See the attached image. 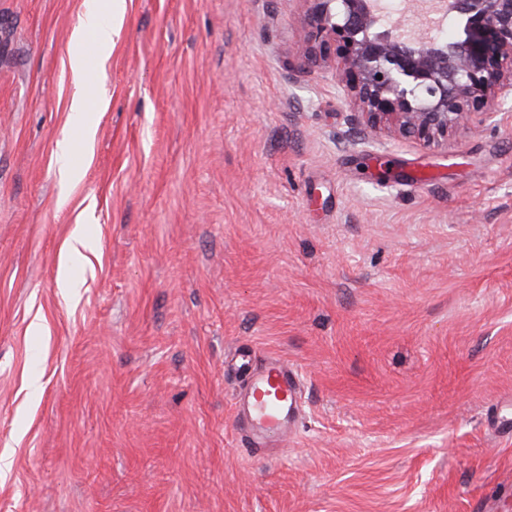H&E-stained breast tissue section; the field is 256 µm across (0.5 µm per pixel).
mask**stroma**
I'll use <instances>...</instances> for the list:
<instances>
[{
	"instance_id": "stroma-1",
	"label": "stroma",
	"mask_w": 512,
	"mask_h": 512,
	"mask_svg": "<svg viewBox=\"0 0 512 512\" xmlns=\"http://www.w3.org/2000/svg\"><path fill=\"white\" fill-rule=\"evenodd\" d=\"M306 9L125 0L87 134L83 0H0V512H512V112L364 138ZM246 366L247 385L235 403L251 429L270 438L282 437L296 423L295 405L299 397V377L288 361L280 356H267L256 369Z\"/></svg>"
}]
</instances>
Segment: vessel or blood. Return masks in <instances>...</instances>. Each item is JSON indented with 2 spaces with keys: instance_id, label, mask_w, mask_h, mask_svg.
Instances as JSON below:
<instances>
[{
  "instance_id": "obj_1",
  "label": "vessel or blood",
  "mask_w": 512,
  "mask_h": 512,
  "mask_svg": "<svg viewBox=\"0 0 512 512\" xmlns=\"http://www.w3.org/2000/svg\"><path fill=\"white\" fill-rule=\"evenodd\" d=\"M247 385L235 403L253 431L270 438L283 436L296 422L295 405L299 397V377L287 361L267 356L256 369H247Z\"/></svg>"
}]
</instances>
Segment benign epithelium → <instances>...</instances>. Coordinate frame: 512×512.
<instances>
[{
  "label": "benign epithelium",
  "instance_id": "obj_1",
  "mask_svg": "<svg viewBox=\"0 0 512 512\" xmlns=\"http://www.w3.org/2000/svg\"><path fill=\"white\" fill-rule=\"evenodd\" d=\"M305 58L337 53V87L383 133L430 147L473 115L491 122L512 110V0H435L420 26L385 0H305ZM456 21L452 36L443 21Z\"/></svg>",
  "mask_w": 512,
  "mask_h": 512
}]
</instances>
